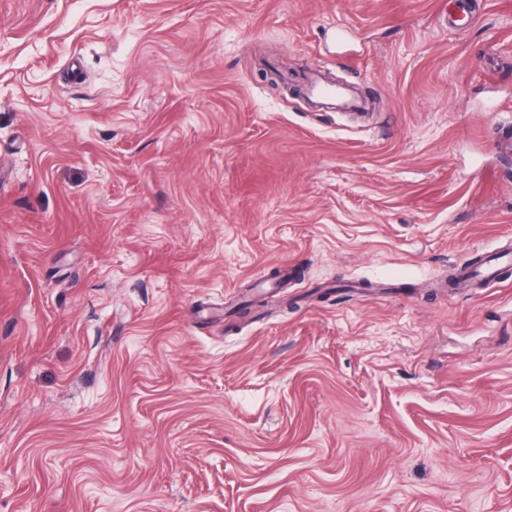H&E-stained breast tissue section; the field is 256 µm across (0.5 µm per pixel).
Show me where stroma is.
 <instances>
[{"mask_svg":"<svg viewBox=\"0 0 512 512\" xmlns=\"http://www.w3.org/2000/svg\"><path fill=\"white\" fill-rule=\"evenodd\" d=\"M505 126L512 0H0V512H512ZM311 93L325 105L355 108H362L364 105L349 90L338 86L316 83L313 85Z\"/></svg>","mask_w":512,"mask_h":512,"instance_id":"stroma-1","label":"stroma"}]
</instances>
